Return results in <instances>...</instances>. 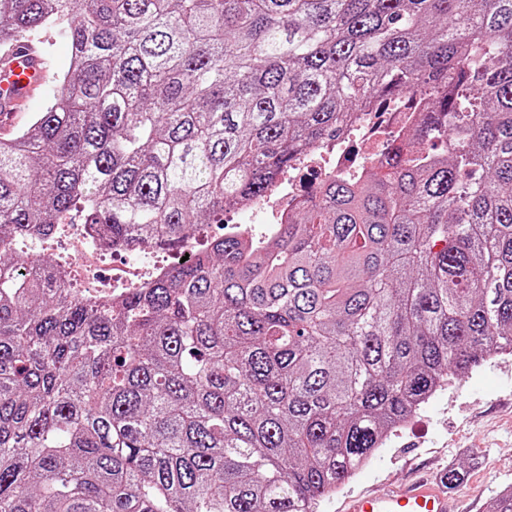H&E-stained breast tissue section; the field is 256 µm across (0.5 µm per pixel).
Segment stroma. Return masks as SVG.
Segmentation results:
<instances>
[{
  "label": "stroma",
  "instance_id": "35a3bbf8",
  "mask_svg": "<svg viewBox=\"0 0 512 512\" xmlns=\"http://www.w3.org/2000/svg\"><path fill=\"white\" fill-rule=\"evenodd\" d=\"M49 76L14 116L15 127L42 111L67 58L68 40L52 34L46 46ZM464 464L466 480L449 489L450 499L470 495L473 512H487L492 497L512 485V358L482 363L467 382L450 381L378 449L342 492L320 500L316 512H341L344 495L356 490L399 487L421 477H438L449 465Z\"/></svg>",
  "mask_w": 512,
  "mask_h": 512
}]
</instances>
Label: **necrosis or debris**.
<instances>
[{
	"label": "necrosis or debris",
	"instance_id": "1",
	"mask_svg": "<svg viewBox=\"0 0 512 512\" xmlns=\"http://www.w3.org/2000/svg\"><path fill=\"white\" fill-rule=\"evenodd\" d=\"M416 105L413 99L397 107L377 102L355 113L342 135L302 156L292 172L276 180L267 197L242 208L236 221L225 225V234L252 248L259 218L269 215L274 223H287L296 205L310 199L327 176L365 174L367 157L379 152L388 136L404 134ZM106 237V228L97 224H61L44 248L51 251L54 266L68 284L99 300H121L128 289L147 286L167 272L169 262L158 245L120 255L105 246Z\"/></svg>",
	"mask_w": 512,
	"mask_h": 512
}]
</instances>
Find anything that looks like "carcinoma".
I'll return each mask as SVG.
<instances>
[{
  "label": "carcinoma",
  "mask_w": 512,
  "mask_h": 512,
  "mask_svg": "<svg viewBox=\"0 0 512 512\" xmlns=\"http://www.w3.org/2000/svg\"><path fill=\"white\" fill-rule=\"evenodd\" d=\"M53 29L57 89L0 137V512H313L512 357V0H0V52ZM407 95L385 175L328 180L248 255L210 234L116 307L15 248L77 221L179 247Z\"/></svg>",
  "instance_id": "carcinoma-1"
}]
</instances>
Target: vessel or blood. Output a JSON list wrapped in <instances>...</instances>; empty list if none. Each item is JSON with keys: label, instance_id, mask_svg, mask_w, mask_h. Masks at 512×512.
Here are the masks:
<instances>
[{"label": "vessel or blood", "instance_id": "vessel-or-blood-1", "mask_svg": "<svg viewBox=\"0 0 512 512\" xmlns=\"http://www.w3.org/2000/svg\"><path fill=\"white\" fill-rule=\"evenodd\" d=\"M46 75L33 46L12 50L8 60L0 62V91L11 93L14 100L25 99ZM448 492L438 484L418 481L404 489H387L351 496L344 512H447Z\"/></svg>", "mask_w": 512, "mask_h": 512}]
</instances>
